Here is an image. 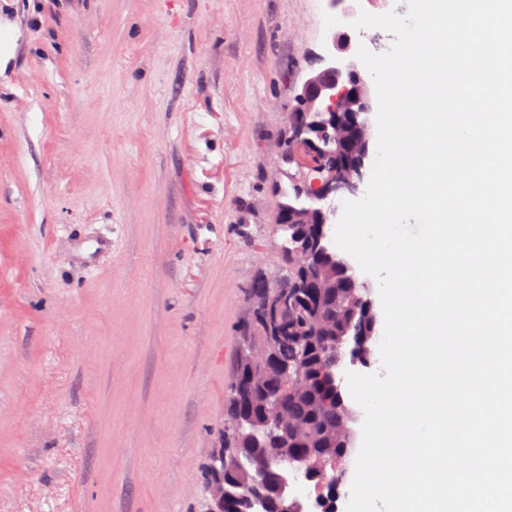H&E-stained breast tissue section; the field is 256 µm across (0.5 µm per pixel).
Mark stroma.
Returning <instances> with one entry per match:
<instances>
[{"instance_id":"stroma-1","label":"stroma","mask_w":512,"mask_h":512,"mask_svg":"<svg viewBox=\"0 0 512 512\" xmlns=\"http://www.w3.org/2000/svg\"><path fill=\"white\" fill-rule=\"evenodd\" d=\"M404 0H0V512H207L288 114Z\"/></svg>"}]
</instances>
